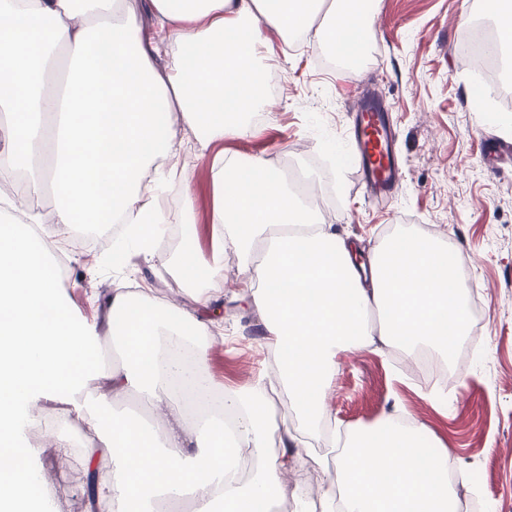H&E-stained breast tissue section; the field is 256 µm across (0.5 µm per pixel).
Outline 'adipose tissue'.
<instances>
[{
  "mask_svg": "<svg viewBox=\"0 0 512 512\" xmlns=\"http://www.w3.org/2000/svg\"><path fill=\"white\" fill-rule=\"evenodd\" d=\"M160 39L143 38L120 19L119 0H0V172L23 171L9 200L0 199V512H43L33 498L34 454L23 443L32 409L58 400L57 422L82 417L99 443L87 449L112 460L97 495L105 512H155L157 502L191 504V512H268L292 497L286 480L308 436L334 462L323 469L322 512H455L448 453L429 455L422 427L385 418L349 432L344 446L318 427L339 353L382 342L415 354L426 343L454 346L467 317L448 251L438 241L403 233L385 241L358 269L347 243L308 199L288 189L271 164L214 161L218 199L213 235L239 257L242 299L262 324L275 374L218 390L209 374L210 324L155 301L146 290L118 286L106 323L72 317L59 293L50 244L75 225H126L117 248L152 256L165 234L155 180L157 158L178 161L192 147L165 117L179 113L205 140L245 134L247 112L264 85L261 60L273 55L268 32L314 34L349 58L370 20L365 0H151ZM42 32L33 48L25 30ZM176 51L172 67L155 60ZM68 66L51 81L58 54ZM52 195L50 216L34 203ZM174 269L209 308L224 282V261L186 246ZM379 324H371L372 313ZM107 328L118 360L100 357ZM182 381L197 394L221 391L226 414L185 422L172 392ZM293 397L299 427L273 412L271 394ZM133 394L165 407L171 426L151 430L120 414L115 397ZM232 438L238 457L264 459L243 480L224 459Z\"/></svg>",
  "mask_w": 512,
  "mask_h": 512,
  "instance_id": "adipose-tissue-1",
  "label": "adipose tissue"
}]
</instances>
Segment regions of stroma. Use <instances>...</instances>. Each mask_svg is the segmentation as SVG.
<instances>
[{"label": "stroma", "mask_w": 512, "mask_h": 512, "mask_svg": "<svg viewBox=\"0 0 512 512\" xmlns=\"http://www.w3.org/2000/svg\"><path fill=\"white\" fill-rule=\"evenodd\" d=\"M481 7V0H372L371 39L360 59L343 69L326 62L313 37L292 48L270 34L275 56L269 70L278 86L258 105L261 120L244 135L192 151L184 176H160L162 206L181 235L161 243L152 259L135 255L120 265L95 242L60 244L70 313L101 321L97 298L116 281L196 310L193 290L172 262L188 244L203 258L213 256L214 157L244 165L256 158L286 160L333 197L330 224L364 251L427 226L448 250L463 251L468 265L456 276L465 313L481 322L479 333L457 342L471 356L445 359L454 380L448 392L419 377L399 347L378 342L341 354L325 400L327 428L341 435L389 416L411 418L425 426L426 448L447 449L456 500L474 501L476 512H512V158L485 151L488 138L512 141V101L479 99L461 53L462 32ZM367 95L392 116L403 171L386 197L371 196L355 173L352 106ZM224 275V324L212 329L210 375L221 386L241 388L263 371L267 353L258 317L241 316L233 300L236 268ZM35 461L56 467L46 487L54 512H87L80 461L59 459L48 438Z\"/></svg>", "instance_id": "35a3bbf8"}]
</instances>
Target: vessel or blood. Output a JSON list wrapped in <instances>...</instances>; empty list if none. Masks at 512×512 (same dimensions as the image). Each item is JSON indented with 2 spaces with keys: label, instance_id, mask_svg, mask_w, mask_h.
Returning a JSON list of instances; mask_svg holds the SVG:
<instances>
[{
  "label": "vessel or blood",
  "instance_id": "vessel-or-blood-1",
  "mask_svg": "<svg viewBox=\"0 0 512 512\" xmlns=\"http://www.w3.org/2000/svg\"><path fill=\"white\" fill-rule=\"evenodd\" d=\"M354 126L355 160L360 179L375 192L392 190L400 173L393 151V137L381 107L369 100H359Z\"/></svg>",
  "mask_w": 512,
  "mask_h": 512
}]
</instances>
